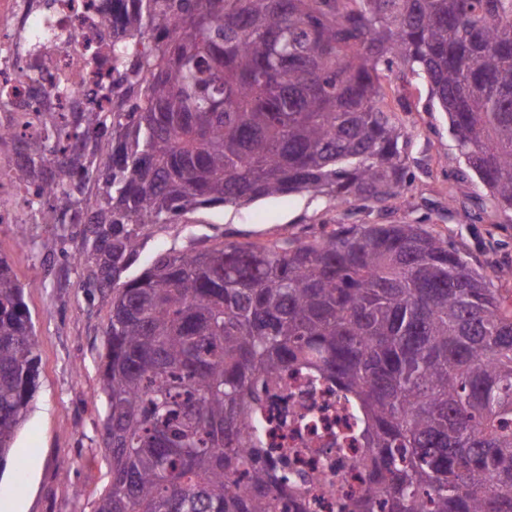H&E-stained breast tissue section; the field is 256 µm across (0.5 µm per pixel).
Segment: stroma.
<instances>
[{
	"label": "stroma",
	"instance_id": "obj_1",
	"mask_svg": "<svg viewBox=\"0 0 512 512\" xmlns=\"http://www.w3.org/2000/svg\"><path fill=\"white\" fill-rule=\"evenodd\" d=\"M399 121L411 133L409 188L384 208H339L307 193L196 212L176 224H147L130 269L141 273L159 252L224 241L264 243L319 234L327 224L417 222L446 236L470 266L512 294V216L505 214L460 156L447 113L414 91ZM85 227L0 224V254L24 287L39 341L37 389L13 449L0 467V512H92L109 482L102 441L106 414L98 396L112 291L87 284L70 263Z\"/></svg>",
	"mask_w": 512,
	"mask_h": 512
}]
</instances>
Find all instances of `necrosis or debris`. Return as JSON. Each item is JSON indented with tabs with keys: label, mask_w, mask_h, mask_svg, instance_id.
<instances>
[{
	"label": "necrosis or debris",
	"mask_w": 512,
	"mask_h": 512,
	"mask_svg": "<svg viewBox=\"0 0 512 512\" xmlns=\"http://www.w3.org/2000/svg\"><path fill=\"white\" fill-rule=\"evenodd\" d=\"M103 0H0V223H32L28 202L41 180L13 183L21 145L40 138L46 111L73 113L100 105L99 86L112 84V29L100 25ZM270 444L283 448L294 470L315 477L309 512H338L367 487L361 442L349 441L359 420L335 384H309L293 371L267 401ZM309 421L296 427L293 416Z\"/></svg>",
	"instance_id": "1"
}]
</instances>
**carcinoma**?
I'll return each mask as SVG.
<instances>
[{"label": "carcinoma", "mask_w": 512, "mask_h": 512, "mask_svg": "<svg viewBox=\"0 0 512 512\" xmlns=\"http://www.w3.org/2000/svg\"><path fill=\"white\" fill-rule=\"evenodd\" d=\"M112 107L42 114L14 178L52 175L40 224H85L112 289L100 379L111 478L93 512H308L265 446L263 400L304 369L360 417L366 493L339 512H512V302L420 224L162 252L144 224L307 192L342 207L407 189L427 88L512 213V0H112ZM0 256V465L39 376Z\"/></svg>", "instance_id": "1"}]
</instances>
